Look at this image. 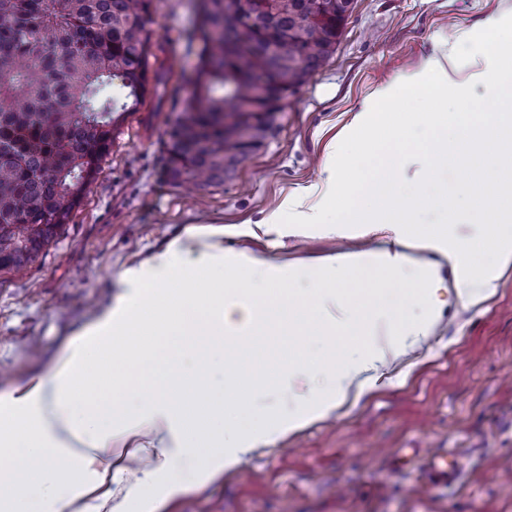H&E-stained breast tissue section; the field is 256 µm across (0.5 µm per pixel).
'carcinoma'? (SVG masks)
<instances>
[{"label": "carcinoma", "instance_id": "obj_1", "mask_svg": "<svg viewBox=\"0 0 512 512\" xmlns=\"http://www.w3.org/2000/svg\"><path fill=\"white\" fill-rule=\"evenodd\" d=\"M188 37L195 89L171 126L174 186L224 184L273 129L284 101L335 51L354 0H262L233 22L225 0H200ZM149 0H0V270L31 264L98 175L148 84ZM246 71L274 82L254 97ZM114 88L110 95L107 88Z\"/></svg>", "mask_w": 512, "mask_h": 512}]
</instances>
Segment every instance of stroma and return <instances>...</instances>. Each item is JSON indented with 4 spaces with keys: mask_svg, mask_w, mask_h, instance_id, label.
I'll return each instance as SVG.
<instances>
[{
    "mask_svg": "<svg viewBox=\"0 0 512 512\" xmlns=\"http://www.w3.org/2000/svg\"><path fill=\"white\" fill-rule=\"evenodd\" d=\"M510 9L512 0H354L334 54L289 96L271 136L223 185L190 192L167 181L164 144L192 92L186 34L194 0H150V68L167 81L127 116L69 223L25 272L0 270V394H19L62 364L78 333L121 294V272L172 241L195 252L216 243L276 264L383 246L391 237L384 224L341 238L320 224L265 218L288 196L318 186L338 135L377 86L420 66L440 37ZM210 226L223 235H206ZM429 302L441 316L406 352L388 347L384 322L368 323L386 350L363 396L300 434L259 446L209 485L193 480L196 458H182L183 487L156 512H512V270L479 306L463 307L442 286ZM300 352L293 364L280 354L252 389L239 386L232 357L185 370L198 378L199 399L225 400L221 431L247 424L262 407H293L357 348L334 354L327 337L307 336ZM287 363L284 380L278 367ZM442 448L466 467L457 486L426 485L419 461L402 472L393 465L396 455ZM147 464L145 453L118 449L116 479L91 502L123 490Z\"/></svg>",
    "mask_w": 512,
    "mask_h": 512,
    "instance_id": "35a3bbf8",
    "label": "stroma"
}]
</instances>
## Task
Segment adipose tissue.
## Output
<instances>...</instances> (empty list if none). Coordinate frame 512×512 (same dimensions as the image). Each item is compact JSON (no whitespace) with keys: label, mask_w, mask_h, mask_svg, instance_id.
<instances>
[{"label":"adipose tissue","mask_w":512,"mask_h":512,"mask_svg":"<svg viewBox=\"0 0 512 512\" xmlns=\"http://www.w3.org/2000/svg\"><path fill=\"white\" fill-rule=\"evenodd\" d=\"M454 40L471 47L455 111L446 109L448 71L434 57L378 87L353 120L357 127L372 126L386 107L417 95L428 105L427 111L413 115L433 132L411 192L397 190L391 180L369 178L343 218L347 224L389 225L391 247L276 266L253 258L233 261L220 248L186 262L181 245L173 243L142 266L124 271L123 295L82 331L66 360L23 397H0V453L17 458L16 464L0 467V512L70 507L111 469L116 441L145 428L158 430L160 452L137 484L174 494L182 486L176 468L181 458L198 456L193 477L205 484L242 464L264 440L330 416L348 387L378 362V355L340 363L329 387L312 391L273 424L260 420L224 431L219 438L213 434L211 411L176 374V365L186 356L209 360L232 351L242 357V379L251 385L257 379L251 362L269 349L270 337L279 328L293 327V350L301 337L313 335L359 343L360 322L375 317L389 320L400 349H407L428 334L433 316L428 313L412 322L388 317L384 293L396 289L406 301L415 302L424 286L440 277L438 264L428 262L419 266L416 283H406L411 251L439 254L448 261L451 289L461 304L476 305L493 292L500 273L512 268V99L503 98L505 81L512 79V15L480 29L458 30ZM475 89L497 101L495 119L476 112L470 101ZM414 151L403 129L393 127L378 144L376 163L401 171ZM451 164L464 170L471 210L484 218L481 236L473 243L445 229H426L416 220L432 201L427 185L435 182L436 171ZM227 270L237 284L231 295L216 285ZM371 272L377 275L376 287H349L350 279ZM301 274L316 284L313 299L284 296L283 284ZM128 365L138 366L146 381L144 397L135 406L119 388ZM29 448L42 452L43 468L22 464ZM61 458L72 469L60 486L49 466Z\"/></svg>","instance_id":"obj_1"}]
</instances>
